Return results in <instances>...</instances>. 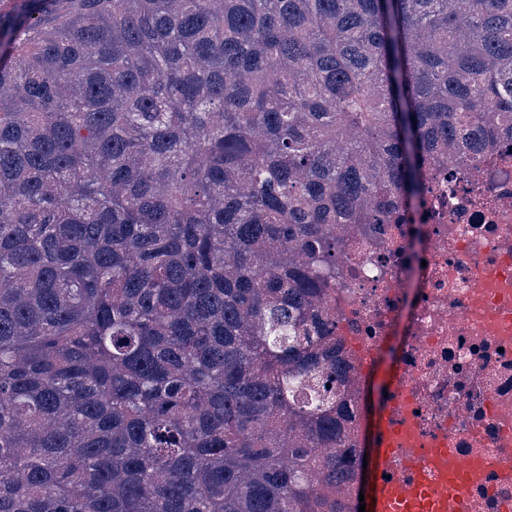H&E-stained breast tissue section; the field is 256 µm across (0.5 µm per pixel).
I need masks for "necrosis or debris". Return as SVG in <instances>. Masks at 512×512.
Wrapping results in <instances>:
<instances>
[{"instance_id":"necrosis-or-debris-1","label":"necrosis or debris","mask_w":512,"mask_h":512,"mask_svg":"<svg viewBox=\"0 0 512 512\" xmlns=\"http://www.w3.org/2000/svg\"><path fill=\"white\" fill-rule=\"evenodd\" d=\"M328 304L355 381L406 317L383 406L424 448L483 460L459 512H512V150L430 171L394 224L348 250Z\"/></svg>"}]
</instances>
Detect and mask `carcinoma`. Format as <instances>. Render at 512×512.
I'll use <instances>...</instances> for the list:
<instances>
[{"label":"carcinoma","mask_w":512,"mask_h":512,"mask_svg":"<svg viewBox=\"0 0 512 512\" xmlns=\"http://www.w3.org/2000/svg\"><path fill=\"white\" fill-rule=\"evenodd\" d=\"M0 12V512H356L327 292L512 144V0Z\"/></svg>","instance_id":"carcinoma-1"}]
</instances>
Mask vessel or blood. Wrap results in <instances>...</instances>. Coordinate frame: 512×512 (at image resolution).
Segmentation results:
<instances>
[{
	"instance_id": "vessel-or-blood-1",
	"label": "vessel or blood",
	"mask_w": 512,
	"mask_h": 512,
	"mask_svg": "<svg viewBox=\"0 0 512 512\" xmlns=\"http://www.w3.org/2000/svg\"><path fill=\"white\" fill-rule=\"evenodd\" d=\"M409 443L402 432L385 433L377 441L375 466L365 483L368 512H458L468 489L481 476L482 462L461 460L450 450L435 448L413 480L384 479L399 446Z\"/></svg>"
}]
</instances>
